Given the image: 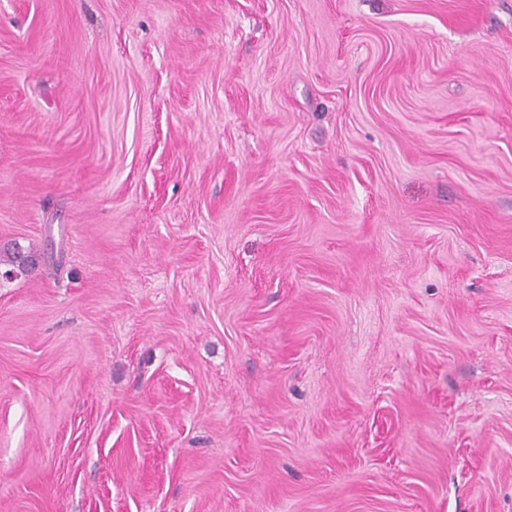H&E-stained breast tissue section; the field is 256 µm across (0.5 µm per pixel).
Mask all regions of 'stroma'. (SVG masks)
Wrapping results in <instances>:
<instances>
[{
  "label": "stroma",
  "instance_id": "stroma-1",
  "mask_svg": "<svg viewBox=\"0 0 512 512\" xmlns=\"http://www.w3.org/2000/svg\"><path fill=\"white\" fill-rule=\"evenodd\" d=\"M0 512H512V0H0Z\"/></svg>",
  "mask_w": 512,
  "mask_h": 512
}]
</instances>
